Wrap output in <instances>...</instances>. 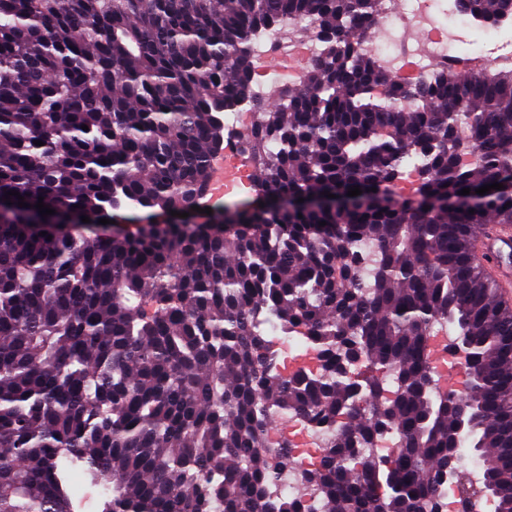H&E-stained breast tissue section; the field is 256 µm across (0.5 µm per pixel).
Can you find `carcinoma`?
<instances>
[{
    "label": "carcinoma",
    "instance_id": "obj_1",
    "mask_svg": "<svg viewBox=\"0 0 512 512\" xmlns=\"http://www.w3.org/2000/svg\"><path fill=\"white\" fill-rule=\"evenodd\" d=\"M377 2L0 0V512H73L76 465L111 485L103 512H303L272 490L290 414L338 431L304 472L322 512H447L468 442L512 512V308L472 248L512 224V69L408 87L369 48ZM456 8L512 19V0ZM294 22L324 48L270 102L252 43ZM242 104L256 205L126 234L62 222L192 210ZM273 317L322 373L280 374ZM450 325L463 395L428 359Z\"/></svg>",
    "mask_w": 512,
    "mask_h": 512
}]
</instances>
